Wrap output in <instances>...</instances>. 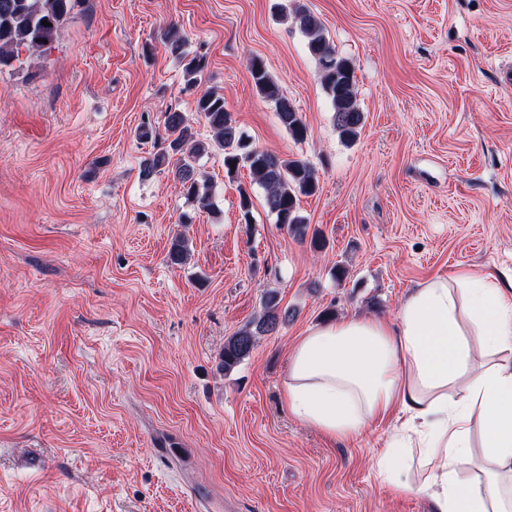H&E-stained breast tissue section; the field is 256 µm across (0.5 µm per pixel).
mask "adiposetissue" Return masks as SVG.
I'll list each match as a JSON object with an SVG mask.
<instances>
[{"label":"adipose tissue","mask_w":512,"mask_h":512,"mask_svg":"<svg viewBox=\"0 0 512 512\" xmlns=\"http://www.w3.org/2000/svg\"><path fill=\"white\" fill-rule=\"evenodd\" d=\"M288 412L340 439L391 414L385 485L430 512H512V294L472 272L431 278L390 319L310 328L288 354Z\"/></svg>","instance_id":"ef3b65f1"}]
</instances>
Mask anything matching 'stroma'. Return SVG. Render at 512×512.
Returning <instances> with one entry per match:
<instances>
[{
	"label": "stroma",
	"instance_id": "1",
	"mask_svg": "<svg viewBox=\"0 0 512 512\" xmlns=\"http://www.w3.org/2000/svg\"><path fill=\"white\" fill-rule=\"evenodd\" d=\"M297 3L354 63V142L282 15ZM173 25L253 144L315 169L299 211L323 250L262 206L244 223L252 178H228L222 154L196 169L209 210L168 173L140 178L143 127L195 112ZM255 58L304 140L257 92ZM469 270L512 287V0H76L50 49L0 69V512H428L377 475L398 415L331 439L281 385L307 329L391 316L425 279ZM267 289L296 317L219 371ZM249 72L257 92L275 103L282 125L295 140H302L306 135V125L288 98L280 93L277 82L267 72L265 65L260 60L252 59Z\"/></svg>",
	"mask_w": 512,
	"mask_h": 512
}]
</instances>
